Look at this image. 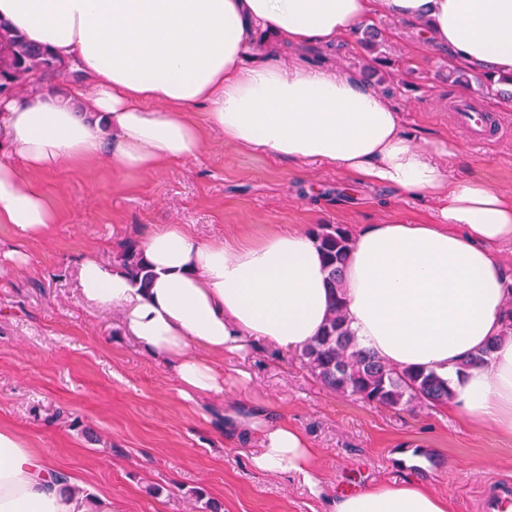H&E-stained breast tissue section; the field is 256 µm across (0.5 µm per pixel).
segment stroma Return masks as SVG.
I'll return each instance as SVG.
<instances>
[{
    "label": "stroma",
    "mask_w": 512,
    "mask_h": 512,
    "mask_svg": "<svg viewBox=\"0 0 512 512\" xmlns=\"http://www.w3.org/2000/svg\"><path fill=\"white\" fill-rule=\"evenodd\" d=\"M391 67L381 69L409 132L457 153L450 173L512 194V101L472 96L444 75L447 52L388 15L372 18ZM259 57L362 74L356 37L330 49L281 41ZM501 122L504 135L480 145L449 111L458 98ZM42 189L60 217L50 233L22 244L27 261L0 264V426L66 472L76 489L112 502V512H201L195 492L223 512H329L336 493L413 481L448 504L479 512L490 485L512 481V438L474 428L448 407H376L326 389L300 352L248 343L211 356L222 393L182 398L173 368L124 336L112 310L89 307L77 278L86 256L111 263L120 243L167 224L204 239L259 238L274 230L401 220L430 224L438 208L381 185L358 184L327 166H298L209 134L198 157L149 175L107 165L64 167ZM264 414L300 430L316 448L317 489L296 476L254 469L256 437L229 414ZM423 448L417 468L399 465L404 448Z\"/></svg>",
    "instance_id": "1"
}]
</instances>
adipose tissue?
<instances>
[{"label": "adipose tissue", "instance_id": "ef3b65f1", "mask_svg": "<svg viewBox=\"0 0 512 512\" xmlns=\"http://www.w3.org/2000/svg\"><path fill=\"white\" fill-rule=\"evenodd\" d=\"M448 50L455 64L512 74V0H0V22L81 73L65 90L34 84L0 97V224L44 236L58 214L40 187L62 167L103 163L148 174L196 158L206 130L299 165L319 163L362 183L440 203L432 224H369L345 265L346 314L362 347L398 368L448 381L471 424L512 437V335L497 247L512 244V196L478 179H453L444 143L420 146L391 98L352 73L272 58L259 36L333 46L379 13ZM205 109L206 126L192 118ZM154 279L141 290L85 258L83 300L118 309L125 335L167 360L184 399L218 393L212 354L247 340L301 350L320 331L331 295L315 238L276 230L259 239L204 240L180 224L143 245ZM487 366L460 362L491 337ZM259 437L253 465L314 484L297 428L234 416ZM36 449L0 426V512H112L87 500ZM331 512H448L423 486L381 483L336 496Z\"/></svg>", "mask_w": 512, "mask_h": 512}]
</instances>
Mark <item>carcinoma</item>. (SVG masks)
<instances>
[{
	"instance_id": "carcinoma-1",
	"label": "carcinoma",
	"mask_w": 512,
	"mask_h": 512,
	"mask_svg": "<svg viewBox=\"0 0 512 512\" xmlns=\"http://www.w3.org/2000/svg\"><path fill=\"white\" fill-rule=\"evenodd\" d=\"M382 33L376 27L362 30L359 43L370 56L366 72L373 75L387 62L376 55ZM67 69L51 53L12 34L0 25V95H12L30 86L33 76L41 80L61 77ZM448 77L472 80L477 90L486 94L512 97L496 87L486 71L468 76L455 70ZM328 268V284L333 302L322 332L303 348L302 356L330 390L353 396L365 403L392 409L438 407L448 405L451 390L448 382L432 371L396 369L375 353L361 347L351 331L345 313L344 265L353 237L339 225L319 224L314 228ZM112 262L140 287L149 286L152 273L142 247L134 240L120 244Z\"/></svg>"
}]
</instances>
